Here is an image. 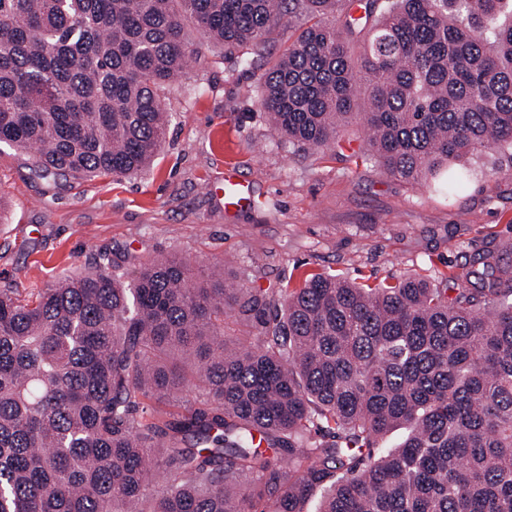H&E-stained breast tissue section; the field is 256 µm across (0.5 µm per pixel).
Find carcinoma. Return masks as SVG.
Masks as SVG:
<instances>
[{
	"mask_svg": "<svg viewBox=\"0 0 512 512\" xmlns=\"http://www.w3.org/2000/svg\"><path fill=\"white\" fill-rule=\"evenodd\" d=\"M287 16L259 96L280 137L359 122L408 183L512 148V0H0V147L53 184L141 174L191 32L253 67ZM507 252L453 296L311 273L276 312L178 256L1 287L0 512H512Z\"/></svg>",
	"mask_w": 512,
	"mask_h": 512,
	"instance_id": "cac0c4a2",
	"label": "carcinoma"
}]
</instances>
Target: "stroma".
Wrapping results in <instances>:
<instances>
[{
    "label": "stroma",
    "instance_id": "obj_1",
    "mask_svg": "<svg viewBox=\"0 0 512 512\" xmlns=\"http://www.w3.org/2000/svg\"><path fill=\"white\" fill-rule=\"evenodd\" d=\"M265 71L231 69L198 45L163 95L166 141L135 177H70L51 189L26 157L0 149V286L43 288L104 252L220 262L258 291L318 272L437 282L512 238V152L468 157L445 187L408 183L363 160L360 125L343 128L336 153L274 136L258 104ZM230 163L254 207L225 211L217 187Z\"/></svg>",
    "mask_w": 512,
    "mask_h": 512
}]
</instances>
